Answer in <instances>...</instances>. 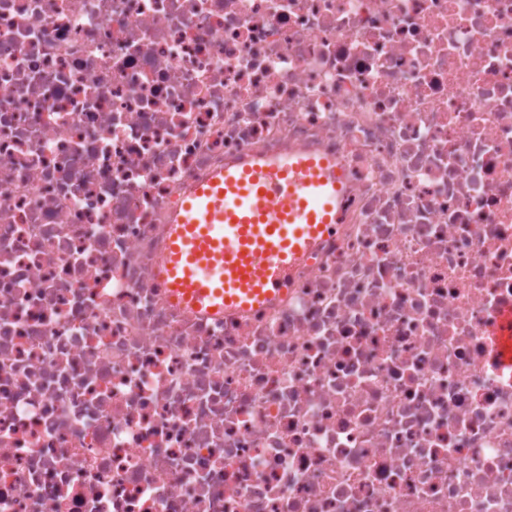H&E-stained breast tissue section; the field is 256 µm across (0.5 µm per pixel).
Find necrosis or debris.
<instances>
[{
  "mask_svg": "<svg viewBox=\"0 0 512 512\" xmlns=\"http://www.w3.org/2000/svg\"><path fill=\"white\" fill-rule=\"evenodd\" d=\"M336 160L272 303L158 273L224 165ZM512 0H0V512H512Z\"/></svg>",
  "mask_w": 512,
  "mask_h": 512,
  "instance_id": "necrosis-or-debris-1",
  "label": "necrosis or debris"
}]
</instances>
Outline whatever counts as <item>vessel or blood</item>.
I'll return each instance as SVG.
<instances>
[{
	"instance_id": "vessel-or-blood-1",
	"label": "vessel or blood",
	"mask_w": 512,
	"mask_h": 512,
	"mask_svg": "<svg viewBox=\"0 0 512 512\" xmlns=\"http://www.w3.org/2000/svg\"><path fill=\"white\" fill-rule=\"evenodd\" d=\"M344 190L334 160L306 153L231 164L180 200L159 273L171 302L210 315L280 293L336 221Z\"/></svg>"
}]
</instances>
